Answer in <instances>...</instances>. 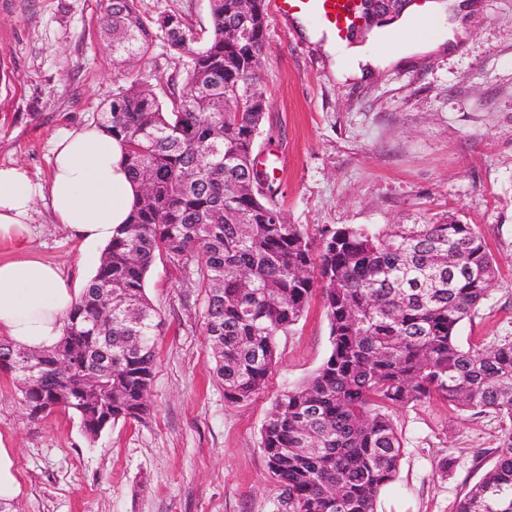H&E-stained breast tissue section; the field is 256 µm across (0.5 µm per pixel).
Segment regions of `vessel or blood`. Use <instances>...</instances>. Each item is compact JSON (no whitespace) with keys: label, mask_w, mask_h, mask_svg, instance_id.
Returning <instances> with one entry per match:
<instances>
[{"label":"vessel or blood","mask_w":512,"mask_h":512,"mask_svg":"<svg viewBox=\"0 0 512 512\" xmlns=\"http://www.w3.org/2000/svg\"><path fill=\"white\" fill-rule=\"evenodd\" d=\"M274 10L281 18H312L339 42L347 40L364 22L359 0H274Z\"/></svg>","instance_id":"b4317fda"}]
</instances>
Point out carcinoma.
Here are the masks:
<instances>
[{"instance_id":"obj_1","label":"carcinoma","mask_w":512,"mask_h":512,"mask_svg":"<svg viewBox=\"0 0 512 512\" xmlns=\"http://www.w3.org/2000/svg\"><path fill=\"white\" fill-rule=\"evenodd\" d=\"M210 0L205 43L175 13L153 21L137 0H106L112 56L148 60L155 41L185 57L181 80L143 70L100 106L97 125L123 147L139 194L129 223L104 249L54 349L0 337V372L15 381L29 421L73 413L89 440L140 419L156 366L161 320L145 293L156 257L196 261L213 376L238 403L260 393L276 337L321 294L331 351L304 383L272 403L261 432L286 512H375L404 444L391 413L439 398L511 423L486 475L458 512H512V339L464 349L459 324L495 285L499 268L471 224L323 227L290 224L277 189L254 167L267 96L253 62L266 45L264 0ZM239 28L236 40L228 30Z\"/></svg>"}]
</instances>
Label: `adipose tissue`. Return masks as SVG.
Segmentation results:
<instances>
[{
    "mask_svg": "<svg viewBox=\"0 0 512 512\" xmlns=\"http://www.w3.org/2000/svg\"><path fill=\"white\" fill-rule=\"evenodd\" d=\"M447 0H432L426 14L409 5L394 22L377 29L369 44L337 48L326 41L329 54H341L338 79L362 76L364 69L395 63L394 52L381 46L406 32L411 21L423 17L428 36L412 41L417 53L456 45L465 35L451 20ZM48 199L57 224L90 249L108 245L121 224L127 223L135 199V185L122 160L121 145L99 130L76 127L54 142ZM36 189L30 170L22 165L0 166V241L21 246L30 233ZM81 296L71 280L46 262L20 257L0 260V336L18 348L46 351L62 337L64 321Z\"/></svg>",
    "mask_w": 512,
    "mask_h": 512,
    "instance_id": "ef3b65f1",
    "label": "adipose tissue"
}]
</instances>
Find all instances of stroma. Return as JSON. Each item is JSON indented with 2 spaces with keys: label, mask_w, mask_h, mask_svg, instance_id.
I'll use <instances>...</instances> for the list:
<instances>
[{
  "label": "stroma",
  "mask_w": 512,
  "mask_h": 512,
  "mask_svg": "<svg viewBox=\"0 0 512 512\" xmlns=\"http://www.w3.org/2000/svg\"><path fill=\"white\" fill-rule=\"evenodd\" d=\"M105 0H0V166L21 164L39 184L54 136L95 124L98 108L136 67L115 63L101 33ZM466 36L452 50L411 53L370 76L339 81L321 43L268 17L257 75L269 101L254 155L269 170L288 223L309 233L341 225H475L500 276L457 329L462 347L512 337V0H463ZM142 13L210 27L209 0H141ZM28 255L74 283L99 254L55 224L37 195ZM161 320L156 369L141 420L89 441L74 414L29 423L0 373V436L15 448L23 492L13 512H284L261 430L274 399L327 358L321 297L276 341L262 392L229 403L210 373L202 289L192 267L156 258L145 282ZM404 442L376 512H457L495 461L504 422L433 399L393 414Z\"/></svg>",
  "instance_id": "35a3bbf8"
}]
</instances>
